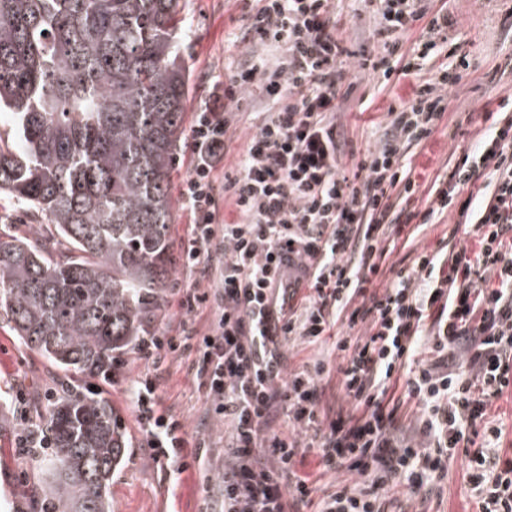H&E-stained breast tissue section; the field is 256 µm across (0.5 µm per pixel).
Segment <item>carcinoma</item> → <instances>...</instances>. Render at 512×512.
I'll use <instances>...</instances> for the list:
<instances>
[{
  "instance_id": "obj_1",
  "label": "carcinoma",
  "mask_w": 512,
  "mask_h": 512,
  "mask_svg": "<svg viewBox=\"0 0 512 512\" xmlns=\"http://www.w3.org/2000/svg\"><path fill=\"white\" fill-rule=\"evenodd\" d=\"M180 0H0V192L47 224L0 235V317L73 377L112 375L161 313L176 262L171 175L190 76ZM32 431L53 451L45 512H111L128 445L103 397L70 388Z\"/></svg>"
}]
</instances>
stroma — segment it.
I'll list each match as a JSON object with an SVG mask.
<instances>
[{
	"instance_id": "stroma-1",
	"label": "stroma",
	"mask_w": 512,
	"mask_h": 512,
	"mask_svg": "<svg viewBox=\"0 0 512 512\" xmlns=\"http://www.w3.org/2000/svg\"><path fill=\"white\" fill-rule=\"evenodd\" d=\"M184 25L188 37L183 44L181 60L195 85L190 95L185 123L208 96L213 77L223 75L225 68L245 65L255 50L254 43H228L227 36L241 24L243 0H182ZM432 10L448 14V46L450 56L434 58V65L455 63L466 58L467 69L461 80L448 89L449 113H468L472 123L455 127L440 125L425 146L414 150L410 162L421 192H428L436 176L445 174L451 154L461 152L484 131L485 113L496 111L501 99L512 96V74L496 72L498 63L512 55V0H433ZM344 34L352 49L375 48L373 23L364 0H343L340 15ZM356 90L345 102L339 122L352 140L358 155H366L379 144L386 122V112L395 99L405 98L407 81H399L390 90L380 91V74L360 70L350 64L345 76ZM265 101L258 88L244 95L241 112L233 128L230 149L241 152L249 137L262 120ZM193 163L190 147H182L172 173L171 196L173 238L185 236L190 222L180 196V186ZM455 215L442 218L440 223L426 224L415 230L410 246L423 249L438 247L447 240L450 247H474V237L454 231ZM193 282L183 266H176L168 303L150 329L154 336L175 335L180 317L178 304L184 288ZM333 337L307 345L289 340L283 352L287 358L285 373L302 371L315 359L327 358L330 367L338 366L341 352L332 348ZM187 356H167L160 370H153L150 360L141 352L123 355L122 366L101 389L128 434L129 451L112 476L110 499L112 512H204L206 488H218L224 468V424L212 420L201 426L208 399L205 388L199 386L189 369ZM157 374L159 408L173 411L187 433L204 428L214 447L204 468L190 466L181 473L156 466L146 446L132 396V385L149 374ZM67 379L63 374L47 372L41 356L19 344L6 324L0 323V410L13 412L17 393H24L29 402L45 404L47 391H58ZM19 425L0 433V512H41L42 493L33 474L37 455L21 454L16 446ZM388 497L404 498L409 512H475L468 483L467 463L456 459L448 468V478L440 496L424 501L407 498L404 487L387 492Z\"/></svg>"
}]
</instances>
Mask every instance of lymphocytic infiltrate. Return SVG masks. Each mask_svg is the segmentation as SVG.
Returning <instances> with one entry per match:
<instances>
[{"mask_svg":"<svg viewBox=\"0 0 512 512\" xmlns=\"http://www.w3.org/2000/svg\"><path fill=\"white\" fill-rule=\"evenodd\" d=\"M372 20L383 46L372 69L415 84L389 106L377 148L354 168L342 162L354 148L337 122L352 53L336 0H245L238 36L260 51L215 83L194 116V160L180 194L190 216L182 261L197 281L182 292L177 334L145 338L140 350L156 367L169 354L195 357L208 389L205 416L224 423L217 512L309 505L312 489L295 471L301 442L284 433L287 425L313 429L310 446L324 469L362 480L338 484L318 512H389L390 486L431 493L459 455L476 512H512V457L494 454L502 427L489 416L512 387V98L485 113L487 128L433 182L425 209L406 208L419 191L407 156L439 128L445 91L461 74L444 66L421 74L442 53L448 28L447 13L430 11L426 0H375ZM420 20L424 37L406 46ZM254 85L265 91V117L229 168L235 108ZM225 203L234 219L222 215ZM450 212L475 236L474 250L425 248L388 270L390 239ZM388 271L391 284L371 290ZM304 287L312 294L301 303ZM208 309L212 321L197 330L191 318ZM339 320L351 330L370 325L366 337L336 342L348 354L339 372L351 414L321 406L326 362L283 375L290 337L317 343ZM398 373L416 402L405 430L401 401L386 398ZM133 396L155 462L179 463L190 448L205 463L210 439L183 434L176 416L158 412L153 380L137 382Z\"/></svg>","mask_w":512,"mask_h":512,"instance_id":"f902f5d3","label":"lymphocytic infiltrate"}]
</instances>
